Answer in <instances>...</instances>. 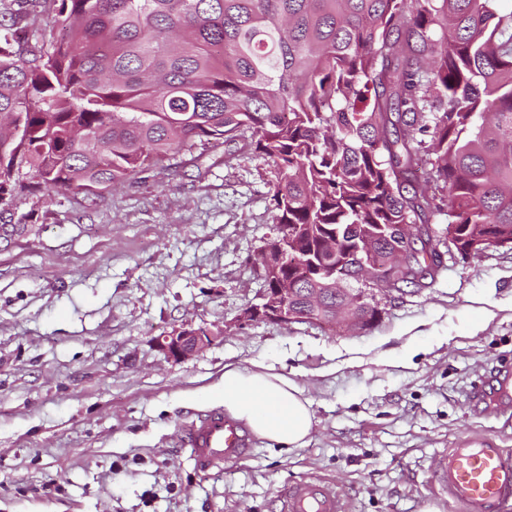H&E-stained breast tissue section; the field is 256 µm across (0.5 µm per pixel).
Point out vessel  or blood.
<instances>
[{"label":"vessel or blood","mask_w":512,"mask_h":512,"mask_svg":"<svg viewBox=\"0 0 512 512\" xmlns=\"http://www.w3.org/2000/svg\"><path fill=\"white\" fill-rule=\"evenodd\" d=\"M192 458L202 467L223 469L225 463L251 455L250 433L237 421L214 412L198 417L187 428ZM439 499L455 504L460 512H498L512 496V457L486 444L448 448L441 452L433 472ZM279 512H347L346 501L333 484L306 480L282 488Z\"/></svg>","instance_id":"obj_1"}]
</instances>
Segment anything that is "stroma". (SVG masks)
I'll return each instance as SVG.
<instances>
[{"instance_id": "35a3bbf8", "label": "stroma", "mask_w": 512, "mask_h": 512, "mask_svg": "<svg viewBox=\"0 0 512 512\" xmlns=\"http://www.w3.org/2000/svg\"><path fill=\"white\" fill-rule=\"evenodd\" d=\"M88 196L18 193L0 235V512H276L286 484L327 480L349 512H447L444 448L512 451V250L445 253L430 284L380 292L373 327L242 321L256 254L277 235L273 163L211 142ZM223 328L197 355L156 337ZM302 385L304 447L254 441L202 470L184 441L225 364Z\"/></svg>"}]
</instances>
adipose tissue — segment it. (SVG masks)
Segmentation results:
<instances>
[{
	"label": "adipose tissue",
	"mask_w": 512,
	"mask_h": 512,
	"mask_svg": "<svg viewBox=\"0 0 512 512\" xmlns=\"http://www.w3.org/2000/svg\"><path fill=\"white\" fill-rule=\"evenodd\" d=\"M213 397L255 437L289 450L303 447L315 424L312 400L304 388L262 364L250 370L225 365Z\"/></svg>",
	"instance_id": "ef3b65f1"
}]
</instances>
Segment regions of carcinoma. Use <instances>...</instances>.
I'll list each match as a JSON object with an SVG mask.
<instances>
[{
    "instance_id": "cac0c4a2",
    "label": "carcinoma",
    "mask_w": 512,
    "mask_h": 512,
    "mask_svg": "<svg viewBox=\"0 0 512 512\" xmlns=\"http://www.w3.org/2000/svg\"><path fill=\"white\" fill-rule=\"evenodd\" d=\"M35 49L0 24V206L15 173L96 195L222 140L271 160L282 274L330 284L322 246L364 236L397 290L421 286L456 225L462 247L512 235V8L507 0H54Z\"/></svg>"
}]
</instances>
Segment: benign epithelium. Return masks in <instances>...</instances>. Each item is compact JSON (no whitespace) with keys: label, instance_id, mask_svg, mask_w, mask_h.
<instances>
[{"label":"benign epithelium","instance_id":"7a95c632","mask_svg":"<svg viewBox=\"0 0 512 512\" xmlns=\"http://www.w3.org/2000/svg\"><path fill=\"white\" fill-rule=\"evenodd\" d=\"M285 255V243L277 242L266 256L269 287L262 289L261 303L247 308L243 319L261 318L269 322L288 325L299 322L319 323L324 319L341 322L349 329L371 327L382 315L373 295L360 289L348 288L352 281H365L373 287L381 284L384 267L374 257L371 243L354 250L355 264L346 267L333 278L332 288H307L300 291L282 279L280 265ZM336 294L337 303L328 305V294ZM224 330H196L182 328L156 340L158 348L174 360L187 359L223 338Z\"/></svg>","mask_w":512,"mask_h":512}]
</instances>
